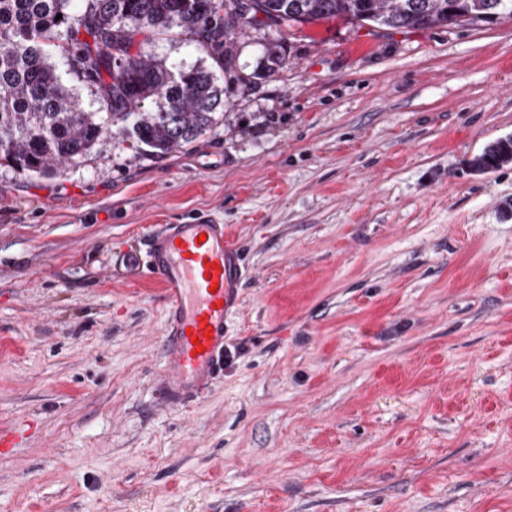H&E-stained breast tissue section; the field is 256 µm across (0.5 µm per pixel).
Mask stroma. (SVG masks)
Instances as JSON below:
<instances>
[{"label": "stroma", "instance_id": "1", "mask_svg": "<svg viewBox=\"0 0 512 512\" xmlns=\"http://www.w3.org/2000/svg\"><path fill=\"white\" fill-rule=\"evenodd\" d=\"M234 54L189 145L0 166V512H512V163L467 166L512 136V19L247 27ZM197 219L245 275L223 375L171 408L137 258Z\"/></svg>", "mask_w": 512, "mask_h": 512}]
</instances>
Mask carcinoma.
I'll return each instance as SVG.
<instances>
[{
  "label": "carcinoma",
  "mask_w": 512,
  "mask_h": 512,
  "mask_svg": "<svg viewBox=\"0 0 512 512\" xmlns=\"http://www.w3.org/2000/svg\"><path fill=\"white\" fill-rule=\"evenodd\" d=\"M73 2L0 0V165L29 176L49 174L54 162H81L114 130L135 139L144 156L206 134L224 105L217 71L232 68L236 34L259 14L277 27L342 18L397 31L512 17V0H82L77 11ZM147 30L207 47L217 69L132 54ZM66 74L97 89L102 111L82 108ZM147 102L155 108L144 109ZM511 162L510 136L469 167L484 173Z\"/></svg>",
  "instance_id": "carcinoma-1"
}]
</instances>
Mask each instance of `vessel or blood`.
Returning a JSON list of instances; mask_svg holds the SVG:
<instances>
[{
	"instance_id": "b4317fda",
	"label": "vessel or blood",
	"mask_w": 512,
	"mask_h": 512,
	"mask_svg": "<svg viewBox=\"0 0 512 512\" xmlns=\"http://www.w3.org/2000/svg\"><path fill=\"white\" fill-rule=\"evenodd\" d=\"M147 271L164 302L159 390L172 407L205 392L224 368L243 276L235 242L209 221L164 225L148 238ZM211 333L203 348L194 341Z\"/></svg>"
}]
</instances>
